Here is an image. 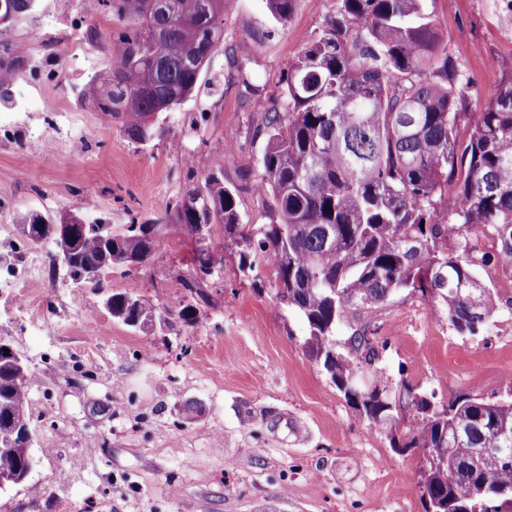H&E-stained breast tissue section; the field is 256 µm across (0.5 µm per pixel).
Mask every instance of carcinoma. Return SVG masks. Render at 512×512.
<instances>
[{"instance_id":"cac0c4a2","label":"carcinoma","mask_w":512,"mask_h":512,"mask_svg":"<svg viewBox=\"0 0 512 512\" xmlns=\"http://www.w3.org/2000/svg\"><path fill=\"white\" fill-rule=\"evenodd\" d=\"M425 0H337L320 35L300 51L283 77L287 108L263 115L267 145L255 189L270 223L240 222L237 187L224 182L217 159L193 187L142 224L120 230L95 221L67 223L24 217L31 246H52L51 258L77 283L103 287L106 272L147 263L161 248L167 223L195 235L198 221L224 225L195 252L236 253L246 267L258 248L275 269L278 299L304 320V349L350 399V379L376 358L365 332L337 351L336 327L402 290L438 303L461 335H477L498 310L499 289L472 283L477 257L473 229L497 242L496 266L512 279V72L494 101L471 109L462 74ZM0 105L15 104L13 85L26 61L8 47V31L41 0H0ZM291 0H267L275 21L288 22ZM120 25L102 45L110 71L81 92L95 109L121 123L132 141L163 135L158 114L198 89L221 48L225 0H96ZM183 280L184 303L163 315L147 293H112L113 318L144 330L155 320L185 326L197 320L207 293ZM32 373L0 347V476L22 478L34 465L26 408ZM403 444L437 460L419 468L425 512H512V399L464 394L441 407L421 398ZM361 413L371 425L397 417L376 396ZM504 452L497 453L495 449Z\"/></svg>"}]
</instances>
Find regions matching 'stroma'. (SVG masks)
<instances>
[{"label": "stroma", "instance_id": "obj_1", "mask_svg": "<svg viewBox=\"0 0 512 512\" xmlns=\"http://www.w3.org/2000/svg\"><path fill=\"white\" fill-rule=\"evenodd\" d=\"M336 0H292L286 25L266 0H229L224 51L193 97L164 113L179 147L142 146L79 93L110 68L87 29L115 28L85 0H43L7 36L27 65L15 103L0 106V253L16 258L36 315L24 316L11 275L0 274V341L33 372L28 412L34 433L29 482L0 493V512H424L420 459L396 451L415 409L395 426H371L306 355V326L278 303L276 275L261 254L253 269L225 255L221 275L202 281L209 301L194 327L133 330L112 318L105 295L155 286L160 308L179 310L197 244L169 226L144 266L116 269L103 290L57 287L38 275L48 246L27 245L19 226L32 210L79 212L109 224L161 213L215 157L239 188L243 223H267L248 174L267 137L263 111L281 100L282 78L321 32ZM467 84L471 104L494 100L512 70V10L504 0H427ZM41 35L33 45L30 31ZM252 50L229 60L241 43ZM81 141L72 152V141ZM94 319H87V311ZM366 328L379 356L364 366L388 389L408 385L445 404L462 394L512 390V306L501 303L475 336L458 334L446 311L404 290L381 308L340 325L344 348Z\"/></svg>", "mask_w": 512, "mask_h": 512}]
</instances>
